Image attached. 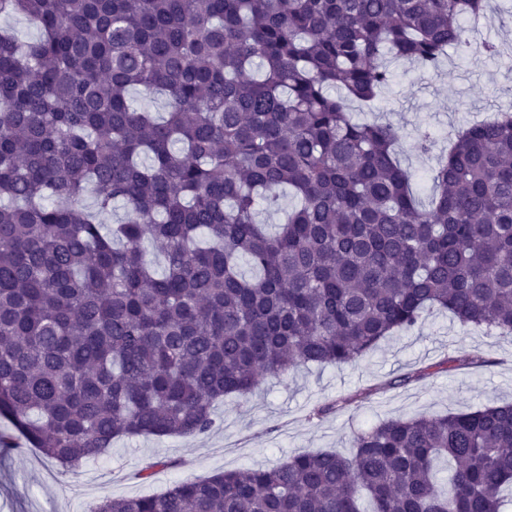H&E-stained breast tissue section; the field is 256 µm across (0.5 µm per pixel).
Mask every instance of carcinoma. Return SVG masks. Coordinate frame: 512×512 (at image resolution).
<instances>
[{"mask_svg": "<svg viewBox=\"0 0 512 512\" xmlns=\"http://www.w3.org/2000/svg\"><path fill=\"white\" fill-rule=\"evenodd\" d=\"M486 4L0 0L40 30L0 28V416L74 470L120 437L204 435L224 398L355 365L432 309L511 336L512 113L448 133L424 206L399 128L351 112L395 59L438 69ZM286 190L271 231L257 206ZM350 448L89 512L512 506V403L386 419Z\"/></svg>", "mask_w": 512, "mask_h": 512, "instance_id": "1", "label": "carcinoma"}]
</instances>
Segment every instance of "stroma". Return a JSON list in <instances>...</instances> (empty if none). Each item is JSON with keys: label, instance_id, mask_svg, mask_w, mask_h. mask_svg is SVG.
Here are the masks:
<instances>
[{"label": "stroma", "instance_id": "1", "mask_svg": "<svg viewBox=\"0 0 512 512\" xmlns=\"http://www.w3.org/2000/svg\"><path fill=\"white\" fill-rule=\"evenodd\" d=\"M503 0H488L480 25L471 26V47L449 48L440 68L425 71L408 61L393 65L391 85L357 119L388 122L401 131L398 153L421 199H428L433 154L417 143L428 135L437 150L447 147L451 129L512 111V16ZM497 43L486 57L483 43ZM481 352L487 365L466 364ZM447 371L416 380L413 372L438 362ZM410 381L399 384L398 379ZM345 401L343 409L315 415L318 406ZM512 402V336L463 327L448 312L428 313L414 332L383 340L355 366H311L272 378L248 397H228L216 409L205 435L124 438L107 456L69 473L20 443L0 454V512H88L105 497H139L164 492L179 481L202 480L243 467H269L304 451L347 452L353 436L389 418L471 411ZM168 466L140 479L147 463Z\"/></svg>", "mask_w": 512, "mask_h": 512}]
</instances>
